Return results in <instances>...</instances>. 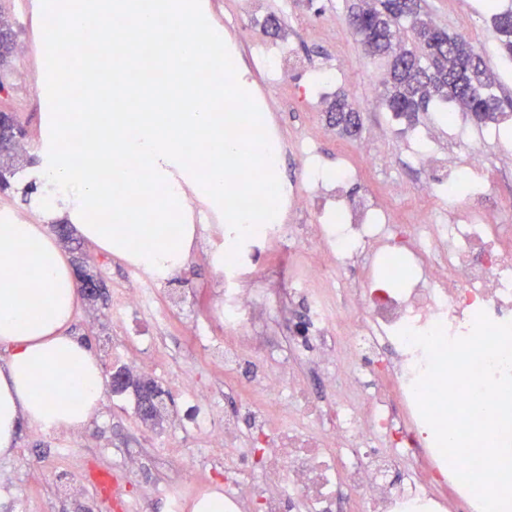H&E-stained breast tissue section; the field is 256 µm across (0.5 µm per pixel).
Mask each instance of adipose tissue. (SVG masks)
Listing matches in <instances>:
<instances>
[{
	"label": "adipose tissue",
	"mask_w": 512,
	"mask_h": 512,
	"mask_svg": "<svg viewBox=\"0 0 512 512\" xmlns=\"http://www.w3.org/2000/svg\"><path fill=\"white\" fill-rule=\"evenodd\" d=\"M77 301L73 267L46 225L0 213L1 456L16 448L21 422L74 428L99 406L98 359L68 332Z\"/></svg>",
	"instance_id": "obj_1"
}]
</instances>
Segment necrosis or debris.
I'll return each mask as SVG.
<instances>
[{"label":"necrosis or debris","mask_w":512,"mask_h":512,"mask_svg":"<svg viewBox=\"0 0 512 512\" xmlns=\"http://www.w3.org/2000/svg\"><path fill=\"white\" fill-rule=\"evenodd\" d=\"M430 132L413 144L431 170L406 218L392 203L401 188L355 198L346 191L358 168H377L378 157L359 154L358 165L320 180L329 208L324 222L304 223L310 195L300 186L282 191L284 221L260 226L224 268V294L213 314L224 334L211 337V321L184 333L224 366V383L247 393L245 414L224 412L193 372L178 389L184 400L181 430L224 451L226 512H479L437 449L417 408L413 384L426 364L424 351L401 340L400 330L425 332L442 325L448 337L470 333L475 316L512 321V225L500 209L472 207L466 216L437 207L460 180L485 176V156L474 151L451 162L428 149ZM313 251L298 252L302 238ZM294 255L288 285L274 288L258 257L269 247ZM385 268L394 282L376 277ZM119 313H137L154 330L128 337L113 350L125 364L151 370L146 350L166 329L167 308L157 302L159 276L129 264ZM305 297L301 322L286 324L288 357L257 315H275L288 300ZM303 364L320 376L310 387L294 370ZM276 481L277 491L265 488Z\"/></svg>","instance_id":"4bbe7bcc"}]
</instances>
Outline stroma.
Wrapping results in <instances>:
<instances>
[{"mask_svg": "<svg viewBox=\"0 0 512 512\" xmlns=\"http://www.w3.org/2000/svg\"><path fill=\"white\" fill-rule=\"evenodd\" d=\"M354 0H265L262 8L252 10L244 0H222L225 19L236 22L238 38L227 47L236 60L239 78L252 83L253 73L247 52L253 46L276 48L289 45L300 65L281 87H270L268 100L259 104L260 111L270 108L271 98L294 95L300 98L297 111L280 112L279 119L286 137L304 134L317 140V158L327 171L353 161L362 142H370L373 152L386 163L378 169L365 171L353 180L349 191L356 196L370 190H384L399 184L413 190L424 184L430 172L416 163L409 152L406 124H391L382 111L362 113V127L354 136L340 134L328 124L326 97L346 91L356 100L378 89L383 72L382 61L368 57L357 36L348 25V11ZM435 25L451 35H460L484 54L498 82L499 94L512 101V72L505 71L496 50V36L484 0H420ZM277 15L281 22L278 36L267 35L264 22L268 15ZM345 58L350 66L347 81L325 85L324 96L311 100L308 84L315 75L329 68L331 59ZM9 92L0 93V109L22 115L25 135L8 164L16 172L7 189H0V209L7 207L41 223L40 214L26 200L23 190L31 181V171L42 152L39 114L36 103L17 93L19 86L38 87L45 81L43 70L31 69L24 53L12 55L7 67ZM440 146L453 160H461L472 150L481 151L489 160L490 172L497 178L504 194L512 198V140L491 135L466 114H458L452 128L440 134ZM61 249L73 267L92 275L102 287L93 299L79 298L70 331L85 340L97 355L103 373L116 368L113 347L123 345L125 337L141 335L143 328L135 314L116 316L112 298L127 279L122 257L107 253L78 234L61 242ZM213 249L204 229H197L196 243L179 272L158 285L159 300L171 304L169 330L162 335L154 350L156 371L146 372V379L155 381L167 395V408L159 423L145 424L132 407L137 400L134 389L121 393L105 392L97 412L77 428L46 429L22 425L15 452L0 456V512H15L11 499L20 497L29 504V512H122L111 493L99 490L92 482L97 472L114 471L115 454L122 448L139 451L134 474L124 476L126 494L146 501L144 512H167V503L158 495L166 488L180 495L184 512H194L195 499L204 492L224 488L223 470L203 473L202 481L183 485V469L201 464L213 456V449L197 438L184 439L177 448L165 447V440L178 427L183 414V401L172 383L181 372L193 371L203 387L223 382V366L209 363L201 351L187 343L183 329L191 317H205L224 291V274L212 259ZM83 436L84 447L78 448L68 463L55 461V450L61 440ZM71 484L75 495H59L62 485Z\"/></svg>", "mask_w": 512, "mask_h": 512, "instance_id": "1", "label": "stroma"}]
</instances>
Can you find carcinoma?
I'll list each match as a JSON object with an SVG mask.
<instances>
[{"instance_id":"1","label":"carcinoma","mask_w":512,"mask_h":512,"mask_svg":"<svg viewBox=\"0 0 512 512\" xmlns=\"http://www.w3.org/2000/svg\"><path fill=\"white\" fill-rule=\"evenodd\" d=\"M492 27L496 34L497 52L512 61V31L501 26L512 18V8L497 7L486 0ZM433 25L428 14L416 9L407 13L400 0H360L351 7L349 26L355 35L363 27L373 29L379 41L373 55L386 60V76L376 107L392 113L400 121L413 125L419 112H438L443 121L453 116L448 105H454L479 124L498 121L504 112L503 101L494 90L495 80L488 74L484 60L468 72L456 71V56L467 53L471 44L463 37L445 35L443 43L432 40L428 32ZM335 113L336 127L350 133L359 129L360 115L347 96L338 95L329 104ZM137 412L144 420H152L160 412L161 391L152 381L134 384Z\"/></svg>"}]
</instances>
